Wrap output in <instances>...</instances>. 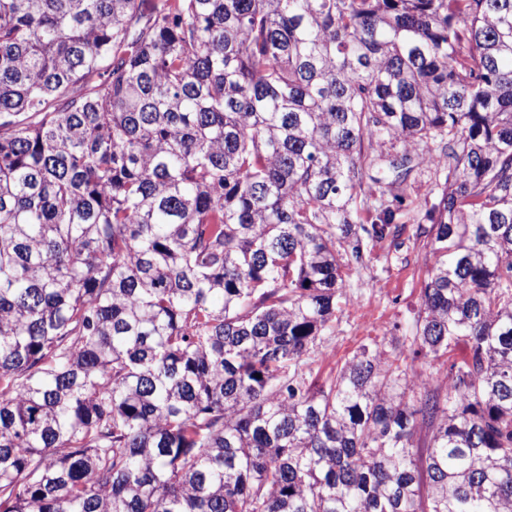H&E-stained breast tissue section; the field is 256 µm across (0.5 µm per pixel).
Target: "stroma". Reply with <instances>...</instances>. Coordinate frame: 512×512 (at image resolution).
Returning <instances> with one entry per match:
<instances>
[{
    "mask_svg": "<svg viewBox=\"0 0 512 512\" xmlns=\"http://www.w3.org/2000/svg\"><path fill=\"white\" fill-rule=\"evenodd\" d=\"M434 178V167L422 165L411 189L413 204L403 218L399 242L375 241L363 265L343 266L346 291L336 318L305 359L303 369L311 377L334 378L363 345L375 343L390 352L403 342L431 266L429 250L415 230Z\"/></svg>",
    "mask_w": 512,
    "mask_h": 512,
    "instance_id": "35a3bbf8",
    "label": "stroma"
}]
</instances>
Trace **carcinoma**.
Masks as SVG:
<instances>
[{"mask_svg":"<svg viewBox=\"0 0 512 512\" xmlns=\"http://www.w3.org/2000/svg\"><path fill=\"white\" fill-rule=\"evenodd\" d=\"M425 161L446 390L307 378ZM0 512H512V0H0Z\"/></svg>","mask_w":512,"mask_h":512,"instance_id":"obj_1","label":"carcinoma"}]
</instances>
